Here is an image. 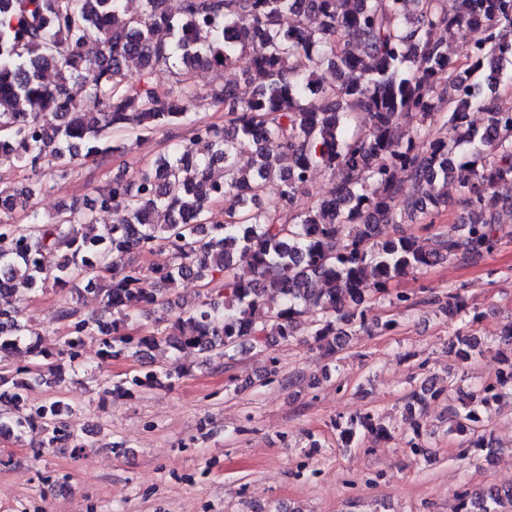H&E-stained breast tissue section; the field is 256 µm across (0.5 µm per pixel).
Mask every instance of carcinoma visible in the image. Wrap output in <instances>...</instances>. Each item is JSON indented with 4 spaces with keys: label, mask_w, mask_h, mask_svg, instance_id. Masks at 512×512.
<instances>
[{
    "label": "carcinoma",
    "mask_w": 512,
    "mask_h": 512,
    "mask_svg": "<svg viewBox=\"0 0 512 512\" xmlns=\"http://www.w3.org/2000/svg\"><path fill=\"white\" fill-rule=\"evenodd\" d=\"M290 15L296 21L286 27ZM463 30L471 55L459 63L448 41ZM90 42L98 54L83 52ZM506 63L512 0H181L176 12L165 0H142L136 14L125 0H0V167L37 178L49 169L64 179L77 160L127 152L130 134L182 126L197 98V66L239 70L211 93L224 123L196 122L189 142L115 176L88 209H61L46 223L31 208L20 224L17 196H35L41 184L0 186V241L11 243L0 248V296L65 294L56 319L68 327L50 351L42 343L49 332L23 322L20 306L0 307V435L19 440L38 427L42 452L84 447L64 420L71 408L33 404L30 393L63 382L65 360L78 371L86 336L100 337L104 361L168 354L166 365L148 362L103 394L170 388L189 373L186 349L210 367L232 363L246 343L264 351L300 334L335 351L341 337L365 329L367 299L389 295L396 278L493 253L500 213H512V112L483 86L493 78L512 88ZM173 65L176 87L158 91L149 78ZM51 67L55 79L46 82L41 71ZM72 85L97 111H81ZM473 109L485 112L489 130L469 123ZM404 123L416 137L399 135ZM316 170L337 180L307 211L292 212ZM451 187L469 219L456 234L435 235L430 248L404 234L379 238L381 224L432 227ZM270 192L281 210L262 208ZM105 210L114 223L100 227L96 214ZM158 211L166 223L153 220ZM349 224L363 230L346 235ZM136 251L158 259L134 262ZM241 266L250 276L237 275ZM187 278L206 291L171 315L169 295ZM77 282L100 297L101 314L82 312ZM275 297L277 307L256 321ZM152 312L157 328L132 334ZM501 341L509 356L498 380L474 388L448 380V433L471 434L462 458L490 447L482 412L512 394L511 325ZM20 350L31 364L13 368ZM366 434L388 430L366 412L346 421L341 440L348 448ZM508 504L512 491L464 489L455 512H506Z\"/></svg>",
    "instance_id": "1"
}]
</instances>
